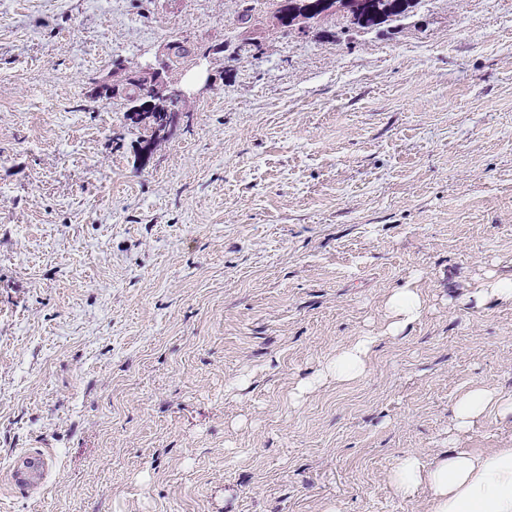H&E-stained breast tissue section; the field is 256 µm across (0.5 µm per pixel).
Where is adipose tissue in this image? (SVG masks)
<instances>
[{"mask_svg":"<svg viewBox=\"0 0 512 512\" xmlns=\"http://www.w3.org/2000/svg\"><path fill=\"white\" fill-rule=\"evenodd\" d=\"M425 310L426 302L414 284L393 290L385 301L386 325L382 333L357 336L302 382L298 393L306 394L329 381L342 384L361 377L382 338L399 335ZM490 414L512 419V395L477 384L452 406V421L459 431L470 429ZM391 481L403 494L421 487L427 489L429 512H512V448H498L486 454L446 452L428 464L418 455L409 454L397 462Z\"/></svg>","mask_w":512,"mask_h":512,"instance_id":"adipose-tissue-1","label":"adipose tissue"}]
</instances>
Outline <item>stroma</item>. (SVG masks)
<instances>
[{
    "instance_id": "1",
    "label": "stroma",
    "mask_w": 512,
    "mask_h": 512,
    "mask_svg": "<svg viewBox=\"0 0 512 512\" xmlns=\"http://www.w3.org/2000/svg\"><path fill=\"white\" fill-rule=\"evenodd\" d=\"M253 7L0 0V512H428L398 458L512 447L450 411L512 394V306L460 303L512 277V0L285 35ZM116 59L195 94L150 151L93 95ZM409 282L420 320L293 398ZM24 448L42 492L3 479ZM489 414L512 420V395L477 384L457 398L452 406V421L458 431L470 429Z\"/></svg>"
}]
</instances>
